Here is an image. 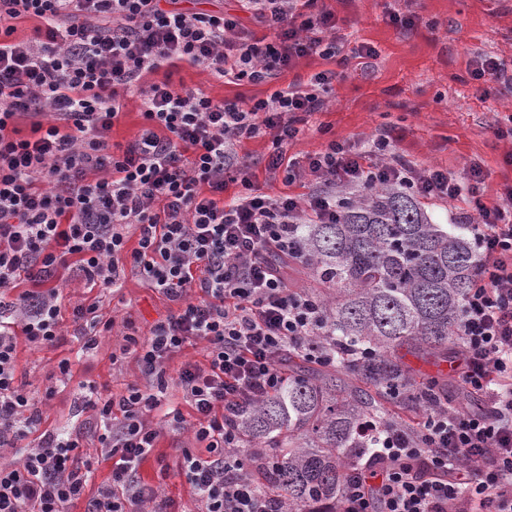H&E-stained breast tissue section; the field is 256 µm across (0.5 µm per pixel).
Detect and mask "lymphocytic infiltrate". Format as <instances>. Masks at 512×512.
I'll return each instance as SVG.
<instances>
[{
  "label": "lymphocytic infiltrate",
  "mask_w": 512,
  "mask_h": 512,
  "mask_svg": "<svg viewBox=\"0 0 512 512\" xmlns=\"http://www.w3.org/2000/svg\"><path fill=\"white\" fill-rule=\"evenodd\" d=\"M177 2L0 0V457L17 458L0 464V512H69L82 498L85 512H168L138 476L160 436L159 409L171 431L193 433L195 447L182 449L175 467L203 512H289L254 479L270 460L244 442L241 412L281 387L289 352L328 367L373 351L327 341L323 301L290 286L280 262L298 251L297 225L335 223L343 194L387 185L472 207L479 268L453 365L457 382L487 406L425 396L413 428L371 423L378 446L344 484L336 512H512V188L484 199L479 164L463 177L418 167L392 153L388 132L361 150L332 141L288 157L283 146L299 123L327 105L337 77L330 67L263 98L217 101L169 80L140 87L145 74L178 61L261 84L301 58L330 63L339 53L323 0H238L265 27L260 38L238 15ZM19 20L32 21L30 36L16 37ZM134 90L143 128L123 146L112 129ZM22 115L33 120L31 137L19 135ZM259 137L272 143L270 179L308 194L262 191L238 151ZM66 272L106 290L134 274L174 309L126 337L144 383L118 396L79 383L88 416L63 432L43 427L37 401L17 385L16 338L52 349L67 336L58 286ZM72 326L82 354L112 329L94 301L73 307ZM199 343L205 363L183 360ZM171 371L184 404L165 408ZM89 440L113 466L87 499Z\"/></svg>",
  "instance_id": "f902f5d3"
}]
</instances>
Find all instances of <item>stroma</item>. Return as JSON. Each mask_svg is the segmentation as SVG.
<instances>
[{
  "mask_svg": "<svg viewBox=\"0 0 512 512\" xmlns=\"http://www.w3.org/2000/svg\"><path fill=\"white\" fill-rule=\"evenodd\" d=\"M336 14L340 53L327 108L314 115L288 155L316 152L328 140L361 148L380 130H393L400 155L419 167L439 166L462 173L470 163L483 169L480 186L486 198H496L512 186V140L497 138L495 126H512V80L485 76L473 79L471 60L479 55L498 58L512 67V0H325ZM415 15L413 27L394 24L392 15ZM376 49L373 58L356 57L360 45ZM199 86L218 100L240 95L263 97L268 85H236L207 77L179 64L145 76V83L164 80ZM100 312L113 321L111 336L90 356L73 364L74 381H94L122 394L140 381L135 356L118 364L109 354L124 344L128 329L147 331L166 315L169 304L137 277H128L118 293H98ZM68 346L33 352L18 347L19 377L33 395L50 386L55 360ZM190 431H161L153 454L142 464V481L161 486L173 512H200L202 505L177 472L160 478L161 463H174L180 448L192 447Z\"/></svg>",
  "mask_w": 512,
  "mask_h": 512,
  "instance_id": "1",
  "label": "stroma"
}]
</instances>
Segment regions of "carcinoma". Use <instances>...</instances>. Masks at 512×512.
<instances>
[{"mask_svg": "<svg viewBox=\"0 0 512 512\" xmlns=\"http://www.w3.org/2000/svg\"><path fill=\"white\" fill-rule=\"evenodd\" d=\"M468 224H435L415 195L391 185L347 204L334 224H299L298 266L320 289L326 338L375 350L329 369L288 354L280 389L249 407L244 435L268 447L264 487L296 512H332L336 494L374 448L362 422L388 411L377 396L409 386L399 352L448 359L477 271Z\"/></svg>", "mask_w": 512, "mask_h": 512, "instance_id": "cac0c4a2", "label": "carcinoma"}]
</instances>
